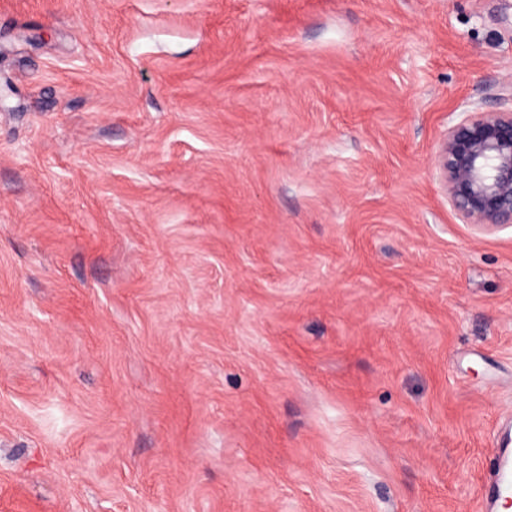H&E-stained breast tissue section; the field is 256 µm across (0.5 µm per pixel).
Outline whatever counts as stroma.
Listing matches in <instances>:
<instances>
[{
	"mask_svg": "<svg viewBox=\"0 0 512 512\" xmlns=\"http://www.w3.org/2000/svg\"><path fill=\"white\" fill-rule=\"evenodd\" d=\"M510 109L512 0H0V512H479ZM460 114L439 153L448 200L478 231L512 230V109Z\"/></svg>",
	"mask_w": 512,
	"mask_h": 512,
	"instance_id": "stroma-1",
	"label": "stroma"
}]
</instances>
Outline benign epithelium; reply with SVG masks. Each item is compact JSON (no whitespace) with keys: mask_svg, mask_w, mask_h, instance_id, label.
I'll return each instance as SVG.
<instances>
[{"mask_svg":"<svg viewBox=\"0 0 512 512\" xmlns=\"http://www.w3.org/2000/svg\"><path fill=\"white\" fill-rule=\"evenodd\" d=\"M439 167L462 223L512 230V110L461 113L448 128Z\"/></svg>","mask_w":512,"mask_h":512,"instance_id":"obj_1","label":"benign epithelium"}]
</instances>
